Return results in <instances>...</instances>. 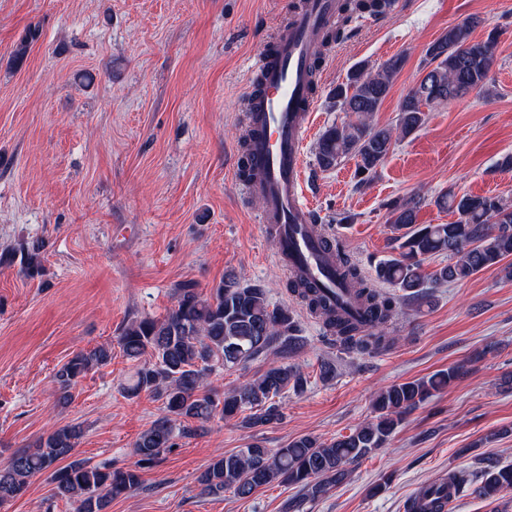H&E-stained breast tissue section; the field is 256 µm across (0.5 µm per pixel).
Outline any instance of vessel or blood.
<instances>
[{
	"instance_id": "obj_1",
	"label": "vessel or blood",
	"mask_w": 512,
	"mask_h": 512,
	"mask_svg": "<svg viewBox=\"0 0 512 512\" xmlns=\"http://www.w3.org/2000/svg\"><path fill=\"white\" fill-rule=\"evenodd\" d=\"M340 5L341 0H298L272 48L255 62L245 109L250 174L242 183L262 200L258 222L287 271L339 292L355 317L359 311L342 289L334 253L323 247L303 189L304 142L317 99L310 67L323 51L322 35Z\"/></svg>"
}]
</instances>
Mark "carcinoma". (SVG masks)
<instances>
[{
    "label": "carcinoma",
    "instance_id": "obj_1",
    "mask_svg": "<svg viewBox=\"0 0 512 512\" xmlns=\"http://www.w3.org/2000/svg\"><path fill=\"white\" fill-rule=\"evenodd\" d=\"M386 2L343 0L341 14L347 19L354 14H378ZM480 24V19L470 17L429 44V84L419 81L409 89L391 127L374 124L373 116L390 91L401 58L390 59L375 72L362 64L353 67L347 83L329 94L332 107L347 113L348 120L321 135L316 151L319 168L328 171L351 158L356 161L357 173L368 178L398 140L423 126L427 118L424 108L485 89L496 59L498 34L492 30L481 40L473 38ZM420 202L421 198L413 197L391 205L390 224L397 233L398 254L377 261L375 280L422 303L430 297L427 288L467 280L512 257V205L502 198L444 192L435 203L457 215L448 224L417 223ZM41 248L37 243L7 251L0 254V265L17 261L24 275L40 276ZM437 255L448 256V263L425 274V260ZM336 262L340 278L353 286L366 310L365 320L347 318L325 289L300 276H291L288 288L322 320L341 346L364 355L387 349L395 340L388 332L396 313L395 297L374 288L359 266L339 249ZM174 295L176 305L169 314L135 320L118 338L127 358L138 360L146 353L151 357L124 387L126 395L146 392L163 404L162 415L134 443L137 460L119 468L73 460L81 430L63 426L35 445L16 450L0 464V506L23 496L33 477L48 472L53 497L77 501V512H106L112 499L139 485V469L177 447L176 438L203 429L215 414L231 419L248 407L253 413L244 417L243 423L268 425L282 417L276 397L290 389L304 391L307 378L293 364L272 365L257 378L223 393L207 387V378L217 364L244 366L263 353L291 354L300 346L293 313L272 304L264 288L228 275L207 292L194 283H183ZM111 358V349L105 346L75 353L53 375L59 399L68 400L70 389ZM462 374L463 367L450 366L426 378L381 389L372 400L370 420L329 441L304 435L284 448L252 444L218 455L198 478L201 493L220 495L230 490L244 499L274 482L285 483L300 488L288 509L303 512L306 502L343 484L351 466L386 447L409 412ZM191 420L197 422L196 427L188 425ZM466 493L486 502L490 512H512V466L486 458L478 476L454 469L448 477L417 491L406 503L405 512H450L455 500Z\"/></svg>",
    "mask_w": 512,
    "mask_h": 512
}]
</instances>
